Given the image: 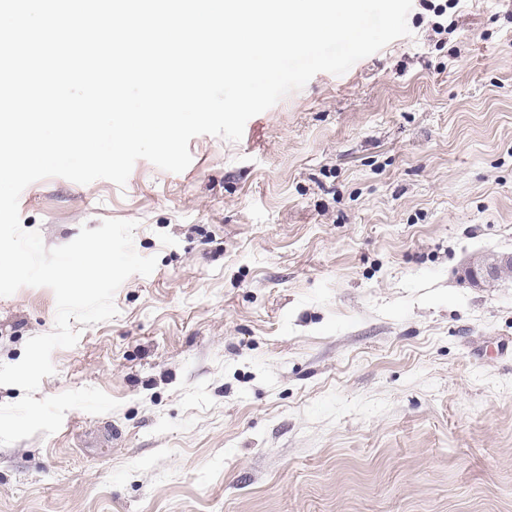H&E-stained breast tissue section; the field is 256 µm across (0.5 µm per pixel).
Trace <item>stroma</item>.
<instances>
[{
	"label": "stroma",
	"mask_w": 512,
	"mask_h": 512,
	"mask_svg": "<svg viewBox=\"0 0 512 512\" xmlns=\"http://www.w3.org/2000/svg\"><path fill=\"white\" fill-rule=\"evenodd\" d=\"M459 0L250 118L180 173L51 177L19 198L47 247L107 219L157 256L118 314L52 354L35 399L116 411L0 445V512H512V18ZM47 287L0 297V363L52 332ZM511 264L512 265V253H496L489 254L475 258L469 265L465 268L464 274L465 276L473 281L474 283H478L480 279H490L493 275L494 271L501 267ZM509 265L505 268H502L498 274L497 278L493 281H497L500 277V274H505L506 272L512 273V266Z\"/></svg>",
	"instance_id": "1"
}]
</instances>
